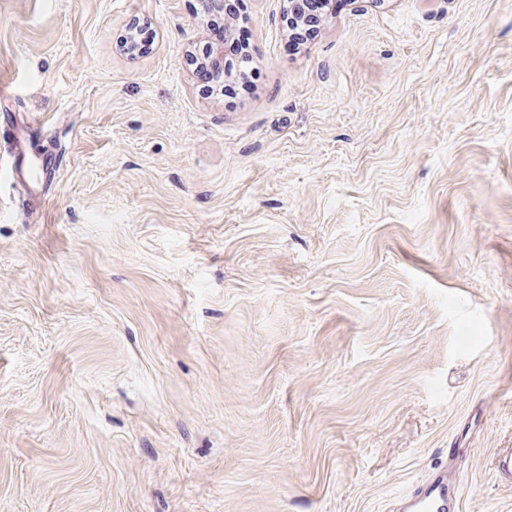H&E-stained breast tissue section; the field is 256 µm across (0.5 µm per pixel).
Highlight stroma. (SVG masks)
Returning a JSON list of instances; mask_svg holds the SVG:
<instances>
[{
	"label": "stroma",
	"instance_id": "obj_1",
	"mask_svg": "<svg viewBox=\"0 0 512 512\" xmlns=\"http://www.w3.org/2000/svg\"><path fill=\"white\" fill-rule=\"evenodd\" d=\"M195 2L0 0V512H512V0ZM203 3L206 5V9L209 15L212 16H223L224 14V24L222 22L213 21L208 25V36L211 40H219L224 41V26H225V40L229 37L228 23L230 16L227 12V6L230 2L229 0H203ZM226 54V45L224 46V44L216 43L208 46L201 57L203 64H205V66L210 70L224 71L223 76L219 78H216L209 72H198L202 79L207 83H210L209 88L212 90V93L215 92L217 95H224V88L226 86L225 80H232L235 78L234 69L237 62L233 64L231 62H227V59H225ZM460 498L461 477L443 469L405 495L403 512H459Z\"/></svg>",
	"mask_w": 512,
	"mask_h": 512
}]
</instances>
